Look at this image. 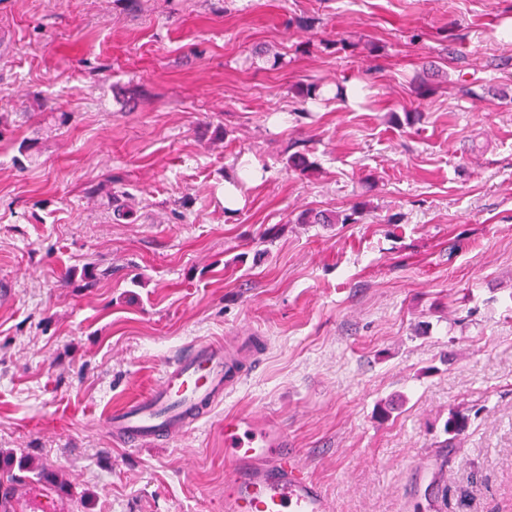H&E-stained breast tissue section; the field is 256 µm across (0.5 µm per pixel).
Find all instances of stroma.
Returning a JSON list of instances; mask_svg holds the SVG:
<instances>
[{
	"label": "stroma",
	"instance_id": "obj_1",
	"mask_svg": "<svg viewBox=\"0 0 512 512\" xmlns=\"http://www.w3.org/2000/svg\"><path fill=\"white\" fill-rule=\"evenodd\" d=\"M1 276L0 453L71 486L22 472L18 512H224L241 415L333 512L432 483L430 512H512V0H0ZM235 336L260 358L190 432L100 424ZM470 424L471 417L466 412L461 410L449 411L448 418L442 427V433L447 437L440 442L439 448H454L457 439L465 434Z\"/></svg>",
	"mask_w": 512,
	"mask_h": 512
}]
</instances>
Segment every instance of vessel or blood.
Wrapping results in <instances>:
<instances>
[{"instance_id": "b4317fda", "label": "vessel or blood", "mask_w": 512, "mask_h": 512, "mask_svg": "<svg viewBox=\"0 0 512 512\" xmlns=\"http://www.w3.org/2000/svg\"><path fill=\"white\" fill-rule=\"evenodd\" d=\"M241 377L238 356L222 343L193 342L166 361L154 388L113 410L105 425L130 448L174 438L207 417ZM224 461V512H330L279 424L225 420Z\"/></svg>"}]
</instances>
